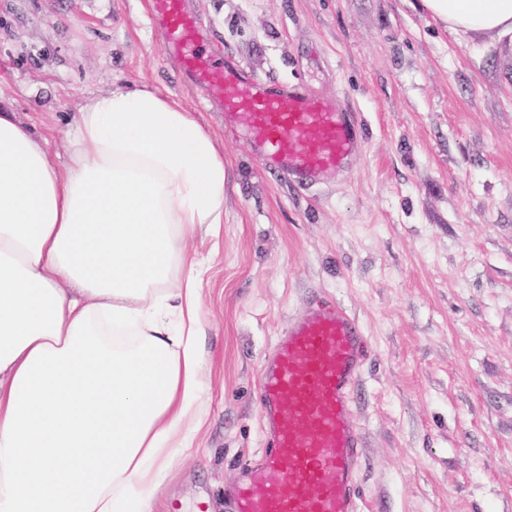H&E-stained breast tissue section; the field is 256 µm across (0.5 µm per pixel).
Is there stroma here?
Returning a JSON list of instances; mask_svg holds the SVG:
<instances>
[{
  "label": "stroma",
  "instance_id": "obj_1",
  "mask_svg": "<svg viewBox=\"0 0 512 512\" xmlns=\"http://www.w3.org/2000/svg\"><path fill=\"white\" fill-rule=\"evenodd\" d=\"M151 0H0V100L65 157L73 112L129 82L172 93L224 149L202 294L208 390L154 512H230L263 446L261 363L311 298L361 321V512H512V40L459 38L418 0H182L205 56L340 95L364 135L314 185L263 169L161 53Z\"/></svg>",
  "mask_w": 512,
  "mask_h": 512
}]
</instances>
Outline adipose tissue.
<instances>
[{"instance_id":"ef3b65f1","label":"adipose tissue","mask_w":512,"mask_h":512,"mask_svg":"<svg viewBox=\"0 0 512 512\" xmlns=\"http://www.w3.org/2000/svg\"><path fill=\"white\" fill-rule=\"evenodd\" d=\"M454 34L512 38V0H420ZM54 164L0 107V512H151L201 420L206 267L224 153L173 95L84 101Z\"/></svg>"}]
</instances>
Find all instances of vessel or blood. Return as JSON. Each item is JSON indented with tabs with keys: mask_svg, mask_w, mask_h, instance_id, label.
Returning a JSON list of instances; mask_svg holds the SVG:
<instances>
[{
	"mask_svg": "<svg viewBox=\"0 0 512 512\" xmlns=\"http://www.w3.org/2000/svg\"><path fill=\"white\" fill-rule=\"evenodd\" d=\"M151 9L161 52L222 107L226 132L248 133L266 170L313 183L346 168L361 131L345 101L265 81L226 56L204 59L200 22L181 0ZM369 352L362 323L339 303L296 312L261 366L264 449L240 468L231 512H360L365 445L353 391Z\"/></svg>",
	"mask_w": 512,
	"mask_h": 512,
	"instance_id": "obj_1",
	"label": "vessel or blood"
}]
</instances>
